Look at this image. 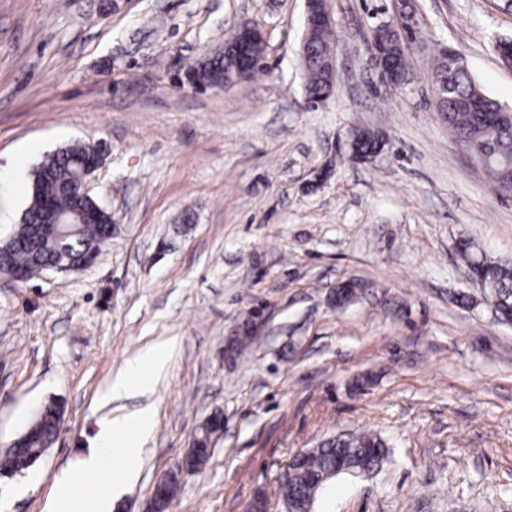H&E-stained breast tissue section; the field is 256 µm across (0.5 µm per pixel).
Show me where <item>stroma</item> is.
Returning a JSON list of instances; mask_svg holds the SVG:
<instances>
[{"label": "stroma", "instance_id": "obj_1", "mask_svg": "<svg viewBox=\"0 0 512 512\" xmlns=\"http://www.w3.org/2000/svg\"><path fill=\"white\" fill-rule=\"evenodd\" d=\"M408 85L376 91L373 28L392 0H330L338 79L305 99L304 0H0V239L29 203L31 171L75 140L99 142L92 195L116 226L91 268L25 283L0 274V446L48 401L53 446L0 475V512H61L56 479L103 421L151 407L139 475L113 512H286L288 461L343 433L388 447L342 475L312 512H512V326L498 324L456 247L512 262V195L438 112L430 72L459 52L512 108L503 0H415ZM265 71L203 92L178 78L243 24ZM379 135L356 159L354 130ZM356 295L337 304L338 286ZM472 297L469 306L459 295ZM172 342L149 390L109 402L113 375ZM221 416L200 469L180 463Z\"/></svg>", "mask_w": 512, "mask_h": 512}]
</instances>
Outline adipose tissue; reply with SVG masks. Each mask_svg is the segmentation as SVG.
<instances>
[{
	"label": "adipose tissue",
	"mask_w": 512,
	"mask_h": 512,
	"mask_svg": "<svg viewBox=\"0 0 512 512\" xmlns=\"http://www.w3.org/2000/svg\"><path fill=\"white\" fill-rule=\"evenodd\" d=\"M167 351L151 347L129 360L122 372L113 380L108 391L110 397L128 395L132 386L147 388L151 373L164 368ZM152 415L143 408L104 422L98 434L99 447L90 449L77 463L73 471L64 473L57 481L56 496L69 504L70 512H112L114 488L134 480L142 455V436L150 432ZM118 449L121 465L116 477L110 479L107 488L88 486L84 478L104 471L111 449Z\"/></svg>",
	"instance_id": "ef3b65f1"
}]
</instances>
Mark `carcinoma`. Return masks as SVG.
<instances>
[{
	"label": "carcinoma",
	"instance_id": "obj_1",
	"mask_svg": "<svg viewBox=\"0 0 512 512\" xmlns=\"http://www.w3.org/2000/svg\"><path fill=\"white\" fill-rule=\"evenodd\" d=\"M331 29H317L310 36L315 52L304 65L306 72L305 95L316 99L331 89L327 72L318 54L320 48L332 44ZM237 35H232L217 53H206L185 73L188 83L220 88L234 74L237 61ZM435 83L446 82L448 101L440 107L441 118L456 132L460 142L472 153L488 155L483 168L495 187L502 193H512V116L497 100L483 94L464 65L463 59L449 60L440 53L431 73ZM90 153L84 142L68 144L45 156L31 175L30 202L19 224L4 238L11 249V264L23 267L34 278L46 271L50 264H68L75 260L97 259L101 247L108 240L100 225L111 220V212L76 188L78 163ZM73 214L74 223L65 229L63 237L32 235L46 205ZM100 209L99 223L83 224L82 215L94 208ZM459 252L470 277L481 276L489 284L485 301L500 323H512V267L488 261L471 241L459 244ZM57 405L53 402L35 415L26 428L25 447L6 454L4 463L14 472L29 468L43 455L55 440L57 433ZM210 440L200 432L190 458L194 467L207 461ZM385 443L373 433L347 434L323 442L320 446L292 460L289 477L281 482L283 499H294L304 505L329 481L325 474L344 466V473L354 474L366 467L374 471L386 459Z\"/></svg>",
	"mask_w": 512,
	"mask_h": 512
}]
</instances>
